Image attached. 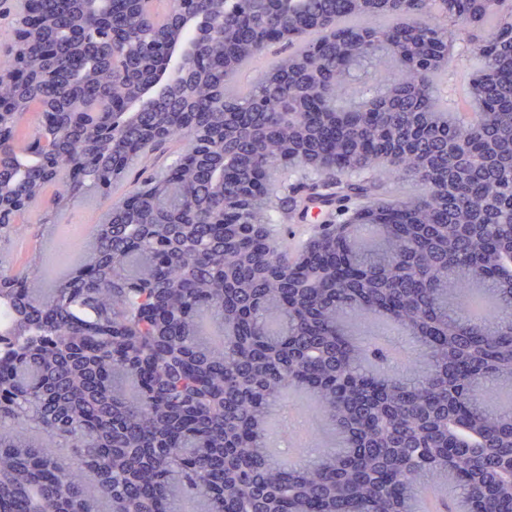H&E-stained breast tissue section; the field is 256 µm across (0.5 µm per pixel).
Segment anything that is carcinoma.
I'll return each instance as SVG.
<instances>
[{
	"instance_id": "1",
	"label": "carcinoma",
	"mask_w": 512,
	"mask_h": 512,
	"mask_svg": "<svg viewBox=\"0 0 512 512\" xmlns=\"http://www.w3.org/2000/svg\"><path fill=\"white\" fill-rule=\"evenodd\" d=\"M179 7L39 0L0 38L31 79L0 83V184L41 208L20 262L0 217V512H419L447 485L512 512V0H196L209 64L122 118ZM453 56L479 62L468 122ZM381 156L421 192L384 199ZM97 197L45 286L42 241ZM311 208L331 220L293 249ZM371 318L420 375L375 369ZM291 387L337 436L307 462L262 445ZM111 200H91L67 211L60 224L65 226L96 224L100 214L107 209ZM72 224V225H69Z\"/></svg>"
}]
</instances>
